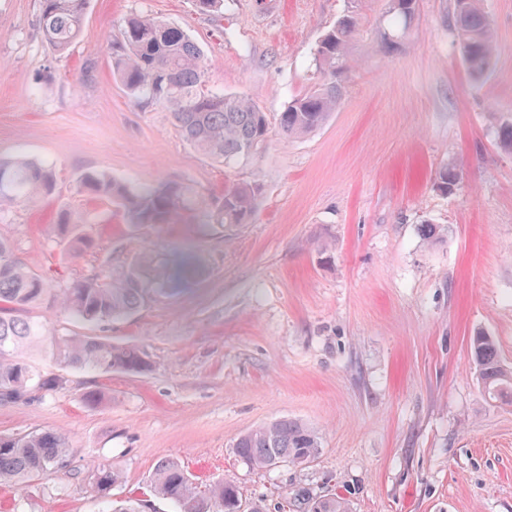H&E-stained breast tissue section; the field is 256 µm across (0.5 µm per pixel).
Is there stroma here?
Listing matches in <instances>:
<instances>
[{
  "label": "stroma",
  "instance_id": "1",
  "mask_svg": "<svg viewBox=\"0 0 512 512\" xmlns=\"http://www.w3.org/2000/svg\"><path fill=\"white\" fill-rule=\"evenodd\" d=\"M455 0H418L394 48L381 40L386 0H362L344 99L327 121L288 138L278 116L306 93L322 34L348 0H89L67 52L40 29L39 0H0V158L50 164L56 191L0 212V238L57 290L150 250L167 269L191 258L205 274L109 325L59 305L27 317L57 335L98 336L143 350L149 372L60 370L48 346L30 359L67 388L0 405V435L56 431L70 467L0 483V512H97L93 464L109 462L117 500L170 512L150 481L181 463L199 491L234 481L246 504L290 512L294 490L344 498L349 512H512V404L478 380L471 338L493 336L512 367V0H483L493 22L490 71L470 78L454 30ZM132 13L181 27L201 49L210 86L249 97L268 138L221 163L187 145L168 110L137 102L112 70ZM454 169L457 186L437 189ZM104 170L137 189L180 185L190 200L168 224H130L78 190ZM259 181L248 223L216 224L227 187ZM91 243L70 255L54 235L61 210ZM443 229L430 242L427 226ZM99 391L100 404L83 395ZM280 418L322 436L306 464L254 469L233 443Z\"/></svg>",
  "mask_w": 512,
  "mask_h": 512
}]
</instances>
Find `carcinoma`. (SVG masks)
Listing matches in <instances>:
<instances>
[{
	"mask_svg": "<svg viewBox=\"0 0 512 512\" xmlns=\"http://www.w3.org/2000/svg\"><path fill=\"white\" fill-rule=\"evenodd\" d=\"M386 12L393 32L384 34L392 45L394 34L406 30L418 0H399ZM88 0H40V27L45 40L57 51L67 50L81 33ZM360 17L349 10L322 35L315 53L319 82L307 93L288 102L279 116V130L288 137L307 135L320 127L342 99V78L348 72V53L359 34ZM454 27L470 77L480 78L491 68L495 54L492 23L482 0H456ZM113 74L134 99L156 101L171 110L174 124L189 146L220 162L255 152L268 135L265 114L245 96H221L208 86L209 73L202 52L180 27L148 15L129 18L122 28L121 44L113 57ZM82 192L122 206L131 223L167 224L185 206L184 192L166 183L130 189L104 171L86 172L78 180ZM56 178L51 167L19 157L0 160V210L18 203L51 196ZM262 186L258 182L236 185L216 201L218 224H246ZM83 221L65 210L56 232L73 251L86 241ZM190 267L183 278L170 277L149 252L134 261L94 273L59 294L38 274L23 267L7 242L0 239V404L39 399L66 388L61 374L44 373L25 352L49 342L58 365L73 370H123L144 373L151 362L132 346H117L97 336H56L40 323L23 316L29 306L54 298L78 321L110 323L131 315L157 294H172L183 281L202 274ZM472 353L481 382L495 399L512 401V368L505 366L494 339L484 333L472 338ZM234 448L253 468L270 469L282 462L309 463L321 448L319 434L290 418L263 424L240 435ZM73 455L67 439L56 432L0 435V481L22 484L69 467ZM121 472L112 464L93 469L91 490L103 504L102 512H140L135 499L112 500V487L121 483ZM153 492L169 501L174 512H240L235 483L220 480L199 494L181 464L165 458L158 462L151 483ZM296 507L308 512H348L341 498L315 499L301 488Z\"/></svg>",
	"mask_w": 512,
	"mask_h": 512,
	"instance_id": "1",
	"label": "carcinoma"
}]
</instances>
